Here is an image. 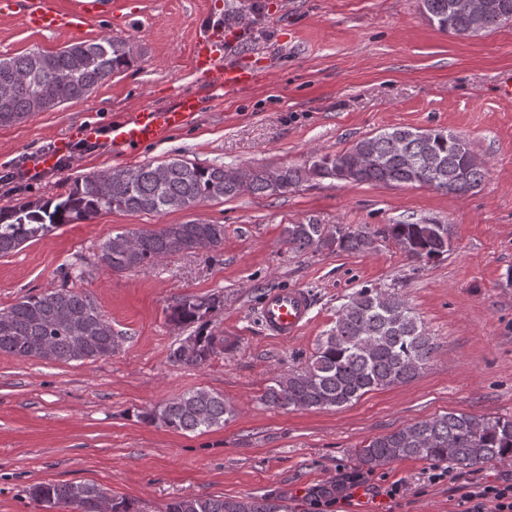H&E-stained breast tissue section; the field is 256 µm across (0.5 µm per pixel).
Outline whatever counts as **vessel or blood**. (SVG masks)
Returning a JSON list of instances; mask_svg holds the SVG:
<instances>
[{
  "label": "vessel or blood",
  "instance_id": "1",
  "mask_svg": "<svg viewBox=\"0 0 512 512\" xmlns=\"http://www.w3.org/2000/svg\"><path fill=\"white\" fill-rule=\"evenodd\" d=\"M24 15L27 23L38 30L58 33L81 28L87 21L100 17L112 0H27ZM223 31L202 37L196 44L195 70L205 85L214 90H230L255 80V73L239 66L222 64ZM201 101L190 95L178 96L169 106H146L132 119L114 125L113 143L142 146L159 141L164 135L182 127L190 116L200 112ZM311 309L308 295L299 289H281L268 294L261 308L262 322L270 334L280 338L297 336L305 326Z\"/></svg>",
  "mask_w": 512,
  "mask_h": 512
}]
</instances>
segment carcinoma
<instances>
[{
	"label": "carcinoma",
	"instance_id": "carcinoma-1",
	"mask_svg": "<svg viewBox=\"0 0 512 512\" xmlns=\"http://www.w3.org/2000/svg\"><path fill=\"white\" fill-rule=\"evenodd\" d=\"M453 0H422L429 22L448 32ZM499 9L476 17H457L452 34L468 29L493 31L512 22V0H495ZM135 62L124 41L104 36L95 42H76L56 52L32 51L0 58V126L22 122L37 113L79 100L112 75ZM488 175L486 161L467 141L444 129L386 128L357 141L344 152L313 154L302 166L276 171L260 167L226 168L173 157L157 165L109 168L74 180L59 201H26L0 208V256L39 240L62 224L95 219L104 212L161 213L188 210L207 201L248 193L256 197L283 195L314 179L421 185L466 195ZM406 256L429 262L449 251L447 224L398 222L385 228ZM373 232L346 224H290L284 229L289 249L312 248L365 253L374 248ZM224 245V225L199 221L164 224L115 234L103 242L101 267L123 273L154 260L198 248ZM83 270L70 264L64 283L39 295L26 296L0 309V353L19 359L42 358L61 363L112 356L119 336L94 297L73 283ZM206 302L182 300L171 306L172 322L188 326L211 311ZM227 336L195 334L185 337L170 354L173 363L199 367L217 353L234 349ZM435 343L412 308L398 295L364 286L351 293L336 313V321L318 339L307 364L280 374L262 396L264 403L291 408L343 407L375 389L406 384L424 370ZM232 406L219 393L189 391L144 411L149 425L178 433L221 427ZM370 469L387 463L420 459L449 462L466 468L495 459L512 458V418L446 412L409 423L370 440L356 452ZM34 501H45L62 512H136L125 499L111 498L95 483H39L29 489ZM166 512H288L281 496L224 499L177 498Z\"/></svg>",
	"mask_w": 512,
	"mask_h": 512
}]
</instances>
